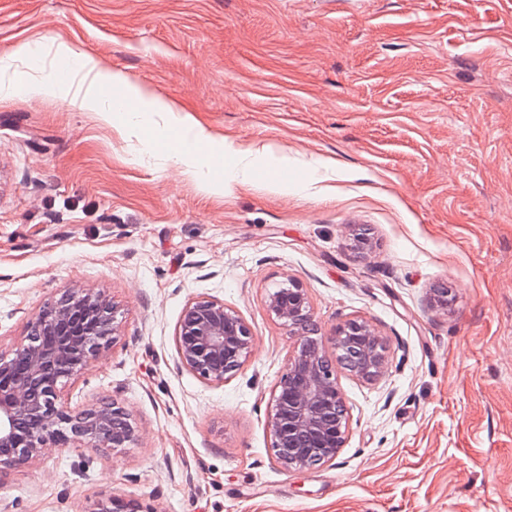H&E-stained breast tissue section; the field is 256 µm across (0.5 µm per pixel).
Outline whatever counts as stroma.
<instances>
[{
	"label": "stroma",
	"instance_id": "35a3bbf8",
	"mask_svg": "<svg viewBox=\"0 0 512 512\" xmlns=\"http://www.w3.org/2000/svg\"><path fill=\"white\" fill-rule=\"evenodd\" d=\"M61 42L233 149L195 178L168 155L178 128L148 141L157 115L107 122L23 86L0 100V352L61 290L105 291L119 336L64 395L75 412L117 402L139 430L6 470L0 512L103 495L155 512H512V0H0V55L25 48L67 87ZM290 278L324 337L363 319L388 355L374 383L338 370L348 437L304 471L276 462L267 430L294 339L266 302ZM198 296L254 336L221 383L178 363Z\"/></svg>",
	"mask_w": 512,
	"mask_h": 512
}]
</instances>
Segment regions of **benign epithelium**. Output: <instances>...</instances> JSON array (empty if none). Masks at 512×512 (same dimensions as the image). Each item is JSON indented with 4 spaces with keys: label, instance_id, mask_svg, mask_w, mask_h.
<instances>
[{
    "label": "benign epithelium",
    "instance_id": "7a95c632",
    "mask_svg": "<svg viewBox=\"0 0 512 512\" xmlns=\"http://www.w3.org/2000/svg\"><path fill=\"white\" fill-rule=\"evenodd\" d=\"M267 308L295 338L276 383L267 428L276 461L304 470L335 460L348 433L336 366L366 382L387 361L382 336L365 320L350 319L321 337L306 290L287 279ZM118 307L102 291L66 288L29 321L24 341L0 353V470L37 459L49 444L68 448H126L138 438L128 412L100 399L78 414L65 402L67 380L106 356L118 336ZM336 352L331 361L326 344ZM247 322L224 303L201 296L183 309L177 332L181 366L222 383L252 352ZM87 512H156L138 501L103 496Z\"/></svg>",
    "mask_w": 512,
    "mask_h": 512
}]
</instances>
